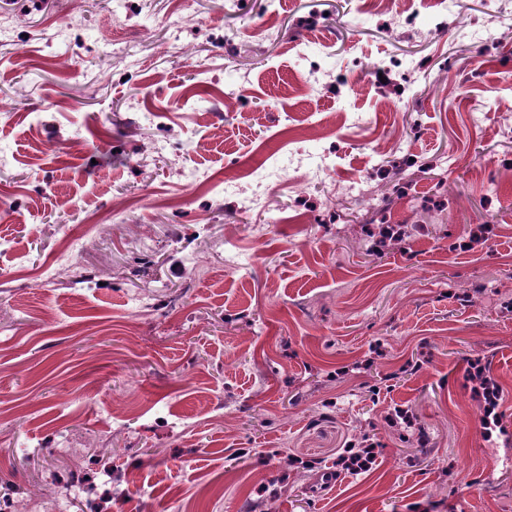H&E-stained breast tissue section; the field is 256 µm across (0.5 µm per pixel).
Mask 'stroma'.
I'll return each instance as SVG.
<instances>
[{"mask_svg":"<svg viewBox=\"0 0 512 512\" xmlns=\"http://www.w3.org/2000/svg\"><path fill=\"white\" fill-rule=\"evenodd\" d=\"M447 2L432 34L390 27L399 0H281L270 35L267 0H0V472L22 512H512V16ZM342 110L277 176L285 117ZM243 164L269 173L252 208L224 194ZM361 176L383 218L323 212ZM66 241L78 272L39 281Z\"/></svg>","mask_w":512,"mask_h":512,"instance_id":"35a3bbf8","label":"stroma"}]
</instances>
